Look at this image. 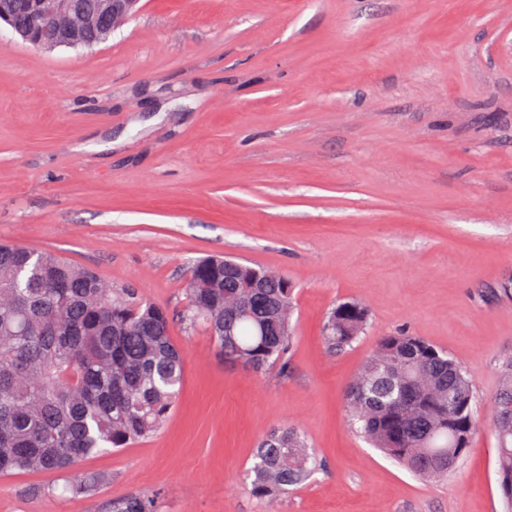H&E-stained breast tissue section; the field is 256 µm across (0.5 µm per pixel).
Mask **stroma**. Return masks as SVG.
Instances as JSON below:
<instances>
[{"label": "stroma", "mask_w": 512, "mask_h": 512, "mask_svg": "<svg viewBox=\"0 0 512 512\" xmlns=\"http://www.w3.org/2000/svg\"><path fill=\"white\" fill-rule=\"evenodd\" d=\"M60 254L176 311L186 267L225 254L295 286L288 372L186 354L153 436L68 476L0 479V512H267L243 472L299 426L326 468L277 512H504L487 420L512 357V0H144L91 48L0 29V243ZM370 313L329 352L336 304ZM446 351L480 426L428 483L366 444L346 390L379 337ZM96 493L66 492V479ZM112 512H157L155 495L134 494L112 502Z\"/></svg>", "instance_id": "obj_1"}]
</instances>
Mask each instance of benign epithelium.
Segmentation results:
<instances>
[{"instance_id": "1", "label": "benign epithelium", "mask_w": 512, "mask_h": 512, "mask_svg": "<svg viewBox=\"0 0 512 512\" xmlns=\"http://www.w3.org/2000/svg\"><path fill=\"white\" fill-rule=\"evenodd\" d=\"M141 10V0H15L0 8V22L9 25L35 48H89L106 40Z\"/></svg>"}]
</instances>
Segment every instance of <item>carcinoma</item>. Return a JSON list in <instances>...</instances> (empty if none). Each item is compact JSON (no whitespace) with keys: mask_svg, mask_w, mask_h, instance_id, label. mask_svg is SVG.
<instances>
[{"mask_svg":"<svg viewBox=\"0 0 512 512\" xmlns=\"http://www.w3.org/2000/svg\"><path fill=\"white\" fill-rule=\"evenodd\" d=\"M224 256L188 268L187 305L177 315L133 288H114L95 271L50 252L0 243V476L67 475L89 456L156 433L185 376L178 320L203 325L224 359L253 371L288 370L296 311L283 273ZM369 324L368 309L345 301L322 336L341 352ZM472 380L448 354L405 333L379 339L352 379L347 407L372 447L427 482L448 476L477 427ZM491 430L503 500L512 508V359L493 398ZM321 462L292 425L267 432L249 468V493L265 504L302 486ZM112 512H157V498L134 494Z\"/></svg>","mask_w":512,"mask_h":512,"instance_id":"cac0c4a2","label":"carcinoma"}]
</instances>
